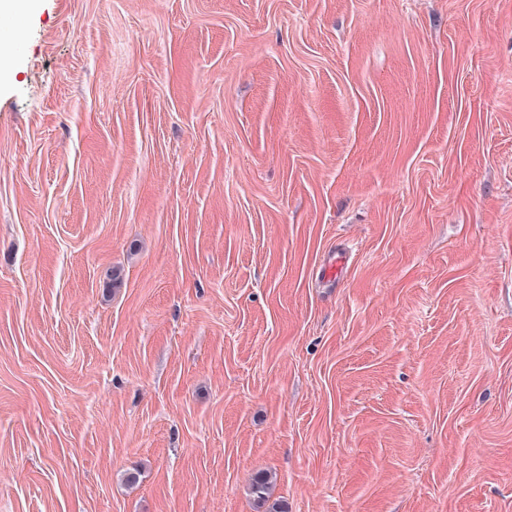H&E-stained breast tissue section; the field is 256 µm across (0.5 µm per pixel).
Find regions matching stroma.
<instances>
[{
	"instance_id": "obj_1",
	"label": "stroma",
	"mask_w": 512,
	"mask_h": 512,
	"mask_svg": "<svg viewBox=\"0 0 512 512\" xmlns=\"http://www.w3.org/2000/svg\"><path fill=\"white\" fill-rule=\"evenodd\" d=\"M19 24L0 512H512V0ZM276 480L275 474L266 471H259L253 476L249 492L255 512H288V503L285 500H272Z\"/></svg>"
}]
</instances>
